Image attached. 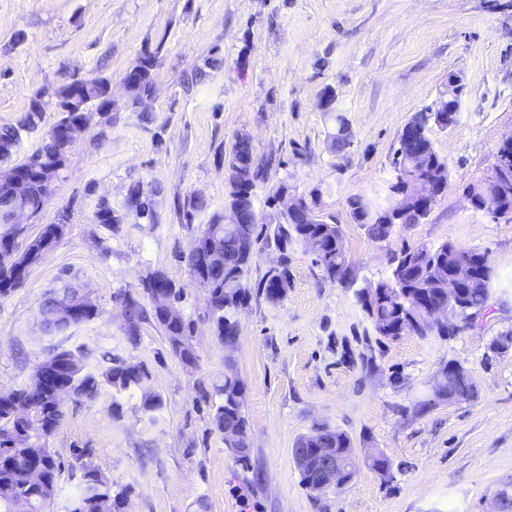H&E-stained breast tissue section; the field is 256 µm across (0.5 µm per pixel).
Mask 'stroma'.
<instances>
[{"label": "stroma", "instance_id": "35a3bbf8", "mask_svg": "<svg viewBox=\"0 0 512 512\" xmlns=\"http://www.w3.org/2000/svg\"><path fill=\"white\" fill-rule=\"evenodd\" d=\"M147 52L157 60L156 94L144 112L123 79ZM452 72L467 87L459 122L430 132L448 186L420 223L373 241L348 201L384 187L402 129ZM95 76L111 81L112 122L78 137L52 196L23 220L29 238L70 213L61 241L0 297V392L28 383L59 344L42 331L38 307L72 268L98 314L73 329L70 344L86 348L92 370L105 353L145 368L164 408L151 418L139 398L125 397L113 415L107 388L92 402L66 401L49 440L59 459L68 465L73 449H94L113 490L128 494L125 512H491L495 493L512 490V350L491 348L512 330V218L473 210L464 192L491 175L512 133V9L493 0H0V127L17 124L41 89ZM328 88L353 139L342 159L327 148ZM240 133L268 168L256 189L260 224L279 221L265 202L278 187L316 203L342 230L355 287L387 277L392 248L449 241L487 253L494 280L474 327L448 339L378 343L355 288L326 279L297 242L288 247L287 294L270 302L258 284L279 253L260 242L239 340L225 350L184 261L207 218L187 220L185 202L198 195L223 210L225 159ZM135 182L150 194L157 223L128 208ZM104 198L119 223L95 221ZM155 270L184 288L195 365L173 355L154 319L137 339L125 333L121 297L150 306L140 284ZM228 362L244 385V465L211 421L213 385ZM450 363L469 371L473 398L434 395ZM320 424L349 435L360 470L315 496L293 448ZM379 452L393 463L387 482L364 466Z\"/></svg>", "mask_w": 512, "mask_h": 512}]
</instances>
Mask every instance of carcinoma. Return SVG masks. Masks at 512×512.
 <instances>
[{
    "label": "carcinoma",
    "instance_id": "obj_1",
    "mask_svg": "<svg viewBox=\"0 0 512 512\" xmlns=\"http://www.w3.org/2000/svg\"><path fill=\"white\" fill-rule=\"evenodd\" d=\"M156 57L151 53L142 56L139 62L140 72L136 82L129 86L133 100L137 104L149 97L154 85ZM109 80L95 77L85 80L79 99H74V86L43 91L31 100L24 119L17 126L0 128V147L20 140V131L36 124L42 113L52 106L60 113L62 121L75 116L76 101L90 104L102 99L108 90ZM334 123L331 133V149L343 153L350 142L348 120L336 107L328 109ZM436 125L448 128V109L441 112L416 113L406 127L405 134L420 140L426 146L422 157L421 175L432 180L441 195L448 184V165L436 153L428 135L429 127ZM58 154V140L47 133L38 148L27 156L21 164L26 168L34 196L40 197L43 187L37 180V170L52 163ZM253 155L251 141L245 136H235L229 150L227 166L231 167L239 160ZM268 178L266 166L256 179L245 186H228L224 202L238 205H250L255 201V189ZM128 207L134 209L140 217L146 216L155 221L156 213L151 203L142 200L140 185L130 186L127 197ZM352 219L362 226L368 237L376 242H387L393 236L397 226L416 224L428 211L419 215L414 210L410 182L407 177L392 174L384 193L357 195L350 199ZM475 209L489 211L497 216H512V182L508 187L489 198L480 201ZM258 223L251 219L247 224H226L224 215L218 211L211 213L207 224L196 236L199 242L197 258L187 260L192 276L207 277L213 282V288L207 295V311L215 333L224 337L222 344L227 349L235 347L238 324L237 314L248 297V285L245 283L251 260L242 252V244L247 241L255 245L259 240ZM342 235L336 222L323 218L315 224H280L273 232L272 239L282 248L288 247L292 239L301 243L306 251L314 256V262L320 266L328 279L341 285H352L350 265L344 248H338L333 239ZM62 237L57 224H45L34 239L19 248L17 238L9 224L0 223V296L20 287L23 274L36 264L40 257L33 254V247L47 249L56 245ZM473 259L479 269L478 278L470 285H463L466 308L457 316L466 319L480 315L487 307L492 287V268L488 255L476 250H462L445 241L438 245L411 248L403 246L391 252L388 257L389 275L367 285L374 289L371 298L366 299L357 292V300L365 313L374 333L379 339L396 341L404 335L420 337H451L455 331L448 329V322H432L428 319L429 306L446 301L438 288V282L448 276V267L463 259ZM167 287L173 297L180 301L184 289L177 285L167 274L156 270L141 281V288L148 296H153L155 287ZM290 286L288 268L273 274L267 273L260 287L266 298L275 303L282 300ZM81 294V277L66 274L58 278L57 287L51 289L39 307V314H49L59 303L69 301ZM127 321L126 334L134 340L138 336L139 322L143 309L131 295H123ZM97 308L85 311L73 325L56 326L46 323L45 332L52 336L64 335L71 327L94 319ZM154 318L163 327L173 354L180 361L195 354L192 342L194 323L183 316L168 318L154 311ZM49 356L59 361L56 371L57 383L43 384V363H38L32 373L30 383L8 393H0V512H46L57 494L59 483L65 472V466L48 445V440L61 426L65 411L56 400L57 384L70 387L75 401H94L100 395L102 386L112 389V395L124 393L134 396L140 392L141 409L146 414L159 412L164 407L161 395L144 389L147 373L143 367L130 365L117 355L107 358L108 366L99 373L86 369L84 355L78 347L58 346ZM442 374L451 381L443 384L441 393L450 401L467 400L474 396L475 388L471 378L460 374L454 364L442 368ZM214 393L219 403L214 407L212 424L221 434L224 445L233 449L239 462L248 458L247 420L243 412L244 385L234 372L231 363H226L224 379L214 385ZM296 447L330 448L337 457L348 460L353 453L350 437L335 428L322 425L314 432L313 440L305 442L300 437ZM94 450L91 448L73 449L74 463L70 470H78L80 477L75 495L69 502L67 512H102L101 502L112 500V512H123L127 493L115 492L112 483L92 461ZM370 470L389 481L393 478V464L384 454L373 457Z\"/></svg>",
    "mask_w": 512,
    "mask_h": 512
}]
</instances>
